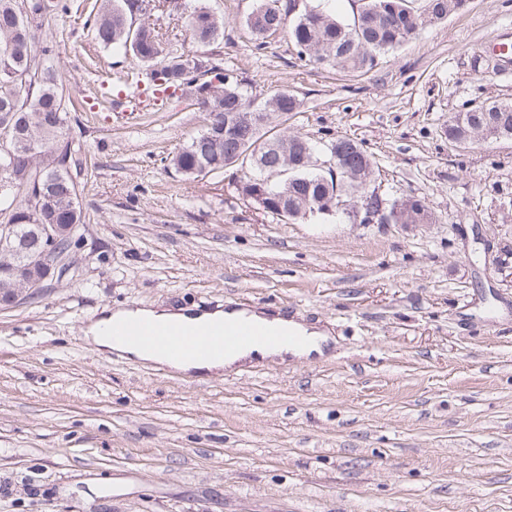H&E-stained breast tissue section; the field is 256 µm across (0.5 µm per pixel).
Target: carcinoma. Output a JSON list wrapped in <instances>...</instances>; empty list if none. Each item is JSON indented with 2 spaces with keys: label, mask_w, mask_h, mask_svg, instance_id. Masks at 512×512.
<instances>
[{
  "label": "carcinoma",
  "mask_w": 512,
  "mask_h": 512,
  "mask_svg": "<svg viewBox=\"0 0 512 512\" xmlns=\"http://www.w3.org/2000/svg\"><path fill=\"white\" fill-rule=\"evenodd\" d=\"M415 0H363L353 21L345 23L317 8L294 13L291 0H259L245 26L262 48L265 39L288 31L299 55L310 56L322 65L365 70L378 55L392 52L416 37L427 24L443 20L466 5V0H425L418 8ZM145 0H105L96 21L98 43L117 53L130 54L152 73L163 76L165 85L187 89L198 111L207 115L205 129L191 138L169 162L188 178L209 173H238L233 184L239 197L263 209L278 220H298L308 214H342L350 224H363L367 210L356 214L339 211V198L365 197L372 210L387 208L393 224H434L428 213L421 218L404 213L410 197H393L380 186L367 184L366 174L375 172L374 162L363 147L351 138L339 141L344 165L336 171L316 170L311 157L316 145L310 141H288L270 148L273 123L300 108V101L287 91H279L263 104L247 95L244 80L219 71V64L199 50L224 33V19L203 4L184 17V27L192 48L179 54H163L164 35L147 22L133 26V17L142 11ZM67 9L63 0H0V134L16 141L15 151L0 150V180L14 183L12 195H0V212L10 211L6 235L12 251L22 257L39 252V224H74L76 229L59 242L71 250L81 241L82 213L77 200L74 176L83 168L81 146L66 139L70 120L56 71L37 56L48 58L55 52L48 43L38 44L36 33L45 16ZM233 113L252 124L246 158L239 161L238 142L224 136V116ZM486 137L499 138L512 131V103L494 102L466 111L448 121V137L458 141L476 126ZM40 184L41 205L31 208L22 197L31 186Z\"/></svg>",
  "instance_id": "carcinoma-1"
}]
</instances>
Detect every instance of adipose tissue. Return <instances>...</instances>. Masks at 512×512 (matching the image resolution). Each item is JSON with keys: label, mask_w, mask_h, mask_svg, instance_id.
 Listing matches in <instances>:
<instances>
[{"label": "adipose tissue", "mask_w": 512, "mask_h": 512, "mask_svg": "<svg viewBox=\"0 0 512 512\" xmlns=\"http://www.w3.org/2000/svg\"><path fill=\"white\" fill-rule=\"evenodd\" d=\"M239 313L235 310L229 311H208L198 312L187 308H122L105 312L96 321L91 323L85 330V336L96 347L103 352H117L129 358L139 360L147 364H172L174 369L194 375H204L214 371L233 367L246 359H266L271 357L283 358L294 356L297 358L308 357L321 353L323 343L327 338L323 332L305 327L292 320H286L279 316H271L263 311L247 312L249 320L263 323L271 327L285 328L305 336L308 344L302 348H290L287 346L269 347L266 345H255L250 348L224 355L221 358H197L170 362L164 354L139 345L132 339L115 338L111 335L113 323H137L141 321H155L160 323H193L198 327H206L220 321H233L238 319Z\"/></svg>", "instance_id": "adipose-tissue-1"}]
</instances>
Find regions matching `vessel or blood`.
I'll return each mask as SVG.
<instances>
[{"label":"vessel or blood","instance_id":"vessel-or-blood-1","mask_svg":"<svg viewBox=\"0 0 512 512\" xmlns=\"http://www.w3.org/2000/svg\"><path fill=\"white\" fill-rule=\"evenodd\" d=\"M112 335L131 338L142 345L163 351L173 359L183 357L225 354L256 343L269 345L301 346L305 340L298 335L283 333L243 320L233 324L215 323L206 328L191 324L165 325L141 322L134 325L116 324Z\"/></svg>","mask_w":512,"mask_h":512}]
</instances>
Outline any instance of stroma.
<instances>
[{
  "instance_id": "35a3bbf8",
  "label": "stroma",
  "mask_w": 512,
  "mask_h": 512,
  "mask_svg": "<svg viewBox=\"0 0 512 512\" xmlns=\"http://www.w3.org/2000/svg\"><path fill=\"white\" fill-rule=\"evenodd\" d=\"M68 3L38 36L75 107L83 238L62 280L0 310V512H512V138L443 133L512 102V67L478 61L512 0H468L366 72L284 35L256 49L259 0H205L224 19L206 54L300 99L282 134L354 139L434 224L277 221L227 175L184 177L167 157L203 113L97 43L103 0ZM206 302L287 304L332 341L198 378L84 337L109 309Z\"/></svg>"
}]
</instances>
